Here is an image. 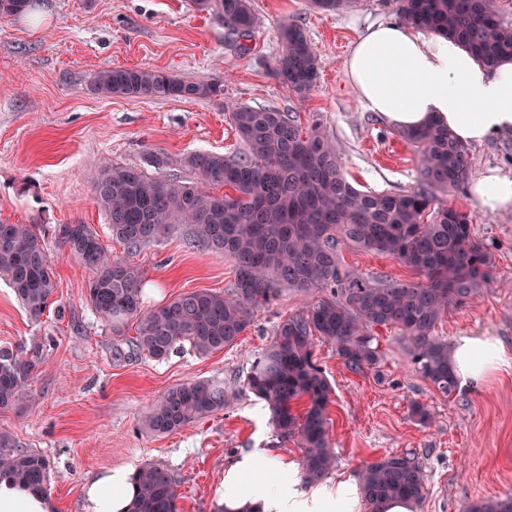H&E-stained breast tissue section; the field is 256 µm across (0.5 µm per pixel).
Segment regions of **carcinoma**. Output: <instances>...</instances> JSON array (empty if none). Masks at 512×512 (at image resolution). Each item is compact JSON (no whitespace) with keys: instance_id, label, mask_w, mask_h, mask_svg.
<instances>
[{"instance_id":"cac0c4a2","label":"carcinoma","mask_w":512,"mask_h":512,"mask_svg":"<svg viewBox=\"0 0 512 512\" xmlns=\"http://www.w3.org/2000/svg\"><path fill=\"white\" fill-rule=\"evenodd\" d=\"M33 0H0V19L29 10ZM397 12L416 28L457 38L475 59L493 68L512 59V23L497 0H397ZM196 9L224 20L229 34L251 37L256 17L251 0H194ZM282 54L276 74L288 90L305 94L316 84L318 62L304 30L293 22L279 29ZM95 90L131 98L190 99L219 93L214 85L176 79L150 68L115 67L97 73ZM244 146L241 156L209 152L186 155L194 179L150 177L138 168L100 163L93 182L97 204L112 238L136 252L169 228L186 224L193 242L224 253L234 282L222 291L197 290L150 308L143 300V269L112 257L88 224H56L52 235L91 272L85 295L112 331L116 359L123 345L156 361L184 347L209 355L236 345L254 311L284 289L312 298L304 310L274 328V338L253 361L247 389L262 399L283 439L297 437L305 478L319 482L336 467L330 445L328 406L332 387L314 359V337L330 343L353 373L375 371L382 354L373 330L395 328L414 368L445 398L458 388L448 341L436 325L448 308L462 305L489 286L494 256L471 232L470 215L444 206L441 196L469 178V149L448 127L430 122L400 133L417 149V183L408 190H360L347 178L339 149L316 123L304 128L290 112L229 104L225 107ZM224 186L232 193L214 194ZM33 224H0V278L30 319L51 310L56 281ZM344 247L386 254L421 277L405 282L364 276L340 262ZM134 324L135 336L124 330ZM42 348L0 349V408L21 400ZM231 397L224 383L195 380L168 389L142 421L156 435L221 411ZM305 401L304 411L294 406ZM50 461L22 450L0 431V480L11 478L43 493ZM369 512L403 498L415 505L428 488L419 462L389 453L358 471ZM136 494L128 512H177L178 483L164 466L135 470ZM465 512H512V496L481 501Z\"/></svg>"}]
</instances>
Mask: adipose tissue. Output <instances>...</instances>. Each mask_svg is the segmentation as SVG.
Here are the masks:
<instances>
[{"label":"adipose tissue","instance_id":"ef3b65f1","mask_svg":"<svg viewBox=\"0 0 512 512\" xmlns=\"http://www.w3.org/2000/svg\"><path fill=\"white\" fill-rule=\"evenodd\" d=\"M364 106L399 129L435 120L466 146L512 134V60L487 69L453 37L416 30L398 21L367 28L346 61ZM468 194L480 210H512V174L488 168L473 176ZM451 368L463 386H480L512 366L498 340L457 337ZM265 477H257V469ZM135 487L126 469L109 470L84 488L85 512H127ZM220 495L226 512H360L358 479L342 475L308 482L296 461L266 448L239 455L224 471ZM0 512H53L47 495L0 480Z\"/></svg>","mask_w":512,"mask_h":512}]
</instances>
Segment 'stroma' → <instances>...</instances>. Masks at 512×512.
Here are the masks:
<instances>
[{"label": "stroma", "instance_id": "35a3bbf8", "mask_svg": "<svg viewBox=\"0 0 512 512\" xmlns=\"http://www.w3.org/2000/svg\"><path fill=\"white\" fill-rule=\"evenodd\" d=\"M257 24L245 46L223 20L197 11L193 0H35L26 15L0 20V223L88 224L113 256L145 272L146 305L157 306L195 290L224 291L234 280L222 253L191 247L189 228L176 226L136 252L113 240L97 206L94 165L106 161L153 174L148 156L164 151L171 172L190 179L181 159L195 151L239 155L244 147L224 110L232 102L291 112L302 126L320 123L343 152L349 180L361 190L408 189L419 154L398 129L368 111L355 93L345 60L366 26L397 18L395 0H352L334 13L309 0H251ZM292 20L305 31L319 64L306 95L284 88L274 67L282 53L278 27ZM113 67H145L178 78L216 84L219 95L181 100L106 96L96 74ZM443 205L472 217L474 237L495 255L487 288L450 308L437 325L447 340L494 336L512 352V211H480L466 189L449 191ZM45 251L63 316L29 319L0 279V348L38 342L44 361L28 381L23 401L0 409V431L20 449L50 462L48 496L55 512H84V486L98 475L148 463L166 466L179 484L178 512H219L224 469L259 446L301 460L295 440L280 439L260 400L245 385L251 358L275 326L301 312L303 299L286 290L258 310L235 346L207 356L184 351L168 360L112 356V333L86 301L90 272L54 237ZM351 271L414 279L390 256L345 248ZM379 372L349 371L327 343L316 346L333 389L329 406L336 473L358 472L386 453H411L421 463L428 494L416 512H464L467 504L512 495V367L474 391L449 399L409 362L400 335L379 332ZM226 383L235 391L224 410L169 435L142 420L168 389L194 380ZM430 409L422 426L412 403Z\"/></svg>", "mask_w": 512, "mask_h": 512}]
</instances>
